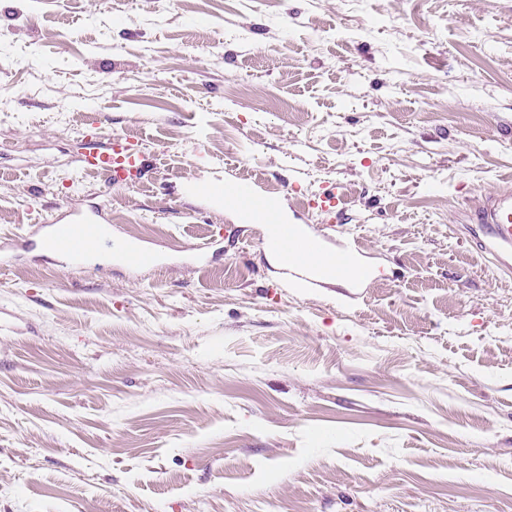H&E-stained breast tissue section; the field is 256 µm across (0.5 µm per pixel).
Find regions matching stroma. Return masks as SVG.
I'll return each instance as SVG.
<instances>
[{
	"label": "stroma",
	"instance_id": "35a3bbf8",
	"mask_svg": "<svg viewBox=\"0 0 512 512\" xmlns=\"http://www.w3.org/2000/svg\"><path fill=\"white\" fill-rule=\"evenodd\" d=\"M244 179L371 280L285 286ZM507 186L512 0H0V512H512ZM94 202L163 265L17 250ZM81 169L96 171L110 186H133L144 175V157L120 135H109L105 143L90 141L81 157ZM228 194L234 198L240 216L248 221L249 215L255 209L257 192L248 183L242 182L231 188ZM462 228L477 249L506 275H512V191L493 190L470 212V224Z\"/></svg>",
	"mask_w": 512,
	"mask_h": 512
}]
</instances>
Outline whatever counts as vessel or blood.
<instances>
[{
    "mask_svg": "<svg viewBox=\"0 0 512 512\" xmlns=\"http://www.w3.org/2000/svg\"><path fill=\"white\" fill-rule=\"evenodd\" d=\"M81 167L103 174L110 185L126 187L140 182L146 163L144 157L129 146L123 137L114 134L103 143L88 142L81 157ZM205 193L215 197L230 194L240 216L244 218L254 210L257 198L256 192L245 182L228 190L211 186L206 188ZM465 230L477 249L497 270L512 275L511 190L486 192L481 203L471 211ZM37 240L42 244L51 243L68 264L75 266L83 265L91 253L112 244V236L97 207L55 216L49 223L39 225ZM327 242V237L311 235L298 225L283 224L279 227L273 246L284 256L285 274L290 279L304 282L306 287H322L329 274L350 279L358 286L363 285L367 273L354 263L350 254H336V262L327 274L300 263V256L326 252Z\"/></svg>",
    "mask_w": 512,
    "mask_h": 512,
    "instance_id": "vessel-or-blood-1",
    "label": "vessel or blood"
}]
</instances>
